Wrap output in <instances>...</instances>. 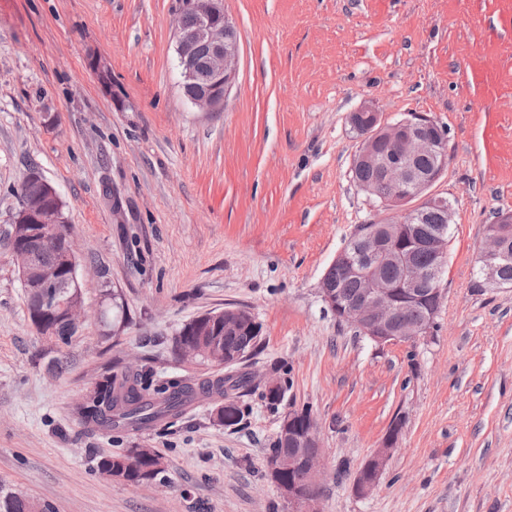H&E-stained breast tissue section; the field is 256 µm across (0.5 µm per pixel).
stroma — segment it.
I'll return each mask as SVG.
<instances>
[{
    "mask_svg": "<svg viewBox=\"0 0 512 512\" xmlns=\"http://www.w3.org/2000/svg\"><path fill=\"white\" fill-rule=\"evenodd\" d=\"M178 5L0 0V229L37 167L77 242L87 314L50 374L56 351L0 248V486L49 512H289L266 456L306 409L322 512H512V288L476 285L486 226L512 211V0H224L239 67L217 112L181 89ZM366 101L448 129L431 188L453 210L445 295L412 346L355 335L319 295L354 228L383 217L350 177L348 117ZM115 294L112 326L99 313ZM227 307L260 323L242 368L278 379L277 404L259 387L232 426L203 399L151 429L87 428L85 396L112 363L149 364L160 384L221 375L172 341ZM396 421L378 485L358 495ZM136 447L165 457L163 484L97 472L99 454Z\"/></svg>",
    "mask_w": 512,
    "mask_h": 512,
    "instance_id": "obj_1",
    "label": "stroma"
}]
</instances>
